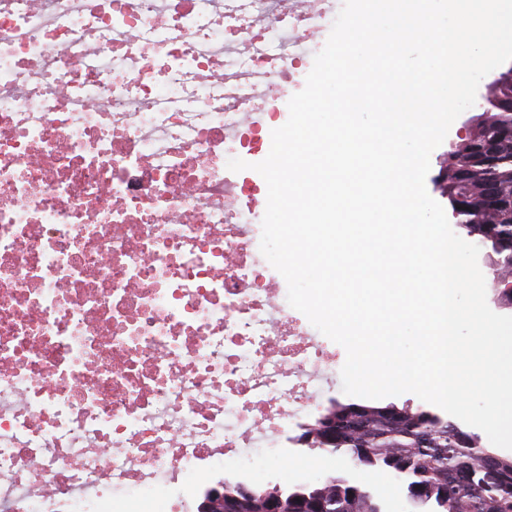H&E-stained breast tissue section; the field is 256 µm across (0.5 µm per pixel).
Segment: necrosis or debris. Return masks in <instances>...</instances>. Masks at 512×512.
<instances>
[{
    "label": "necrosis or debris",
    "instance_id": "obj_1",
    "mask_svg": "<svg viewBox=\"0 0 512 512\" xmlns=\"http://www.w3.org/2000/svg\"><path fill=\"white\" fill-rule=\"evenodd\" d=\"M344 0H0V504L161 512L335 378L260 252L267 148Z\"/></svg>",
    "mask_w": 512,
    "mask_h": 512
}]
</instances>
